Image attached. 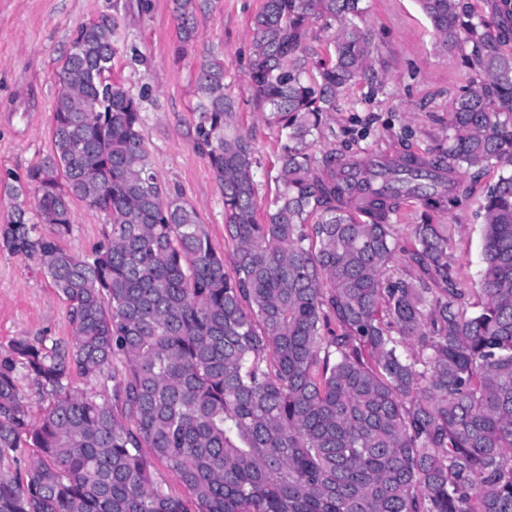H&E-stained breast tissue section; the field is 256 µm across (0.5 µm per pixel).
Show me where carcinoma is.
Here are the masks:
<instances>
[{
  "instance_id": "1",
  "label": "carcinoma",
  "mask_w": 512,
  "mask_h": 512,
  "mask_svg": "<svg viewBox=\"0 0 512 512\" xmlns=\"http://www.w3.org/2000/svg\"><path fill=\"white\" fill-rule=\"evenodd\" d=\"M170 2L182 56L208 0ZM361 2L264 0L251 19L248 88L282 140L261 219L224 64L198 67L195 143L224 199L229 271L152 170L141 97L109 76L113 27L77 28L53 154L6 183L15 199L35 190V222L19 207L0 226V247L36 259L64 298L75 338L13 348L50 400L37 426L0 361V512H512V0H495L494 31L464 0H419L478 76L450 104L445 160L318 159L323 113L373 74ZM315 21L332 31L318 60ZM489 164L501 173L471 311L448 259L456 226L431 218L459 203V169ZM411 197L425 211L399 256L390 220ZM74 199L110 225L84 258L58 243ZM73 372L97 390L72 392ZM27 448L41 457L20 479L3 460Z\"/></svg>"
}]
</instances>
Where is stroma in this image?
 <instances>
[{"label": "stroma", "instance_id": "1", "mask_svg": "<svg viewBox=\"0 0 512 512\" xmlns=\"http://www.w3.org/2000/svg\"><path fill=\"white\" fill-rule=\"evenodd\" d=\"M263 0H211L199 12L198 35L177 56V23L169 0H0V175L25 176L52 152V106L56 74L80 24L112 21V76L141 97L142 131L153 168L170 193L193 205L211 244L225 262L234 247L224 232V202L206 157L195 144V76L200 62L224 64V85L236 101V123L251 140L259 207L275 193L279 129L246 89L250 25ZM362 25L376 45V78L347 91L323 118L314 156L336 151L394 157L445 155L449 104L474 79L458 52L438 44L418 0H363ZM499 169L461 174L465 195L434 223L457 230L448 256L459 287L471 303L483 268L480 217L488 187ZM73 224L61 244L78 256L104 243L108 227L100 211L76 200ZM47 339L68 346L74 329L66 302L36 259L0 247V360L12 357L19 340Z\"/></svg>", "mask_w": 512, "mask_h": 512}]
</instances>
